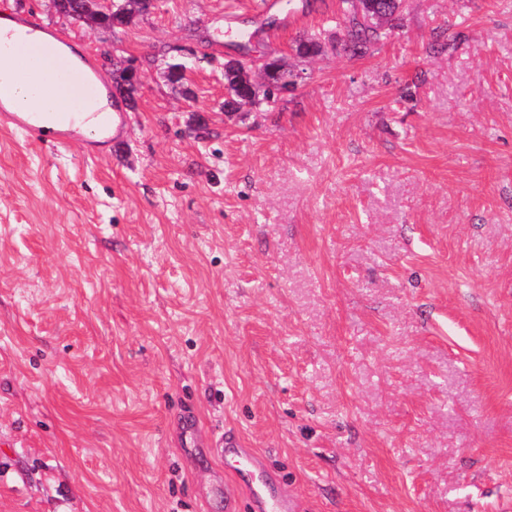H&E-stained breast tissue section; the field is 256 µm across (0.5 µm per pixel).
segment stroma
Instances as JSON below:
<instances>
[{
  "label": "stroma",
  "mask_w": 512,
  "mask_h": 512,
  "mask_svg": "<svg viewBox=\"0 0 512 512\" xmlns=\"http://www.w3.org/2000/svg\"><path fill=\"white\" fill-rule=\"evenodd\" d=\"M337 4L0 0L142 79L96 157L0 127V512H224L184 406L299 512H512V0H405L354 54ZM265 56L295 90L225 111ZM83 4V17L89 23L95 24L97 27H108V20L112 18V25L118 26L119 22L116 15L121 14L115 9V1L112 0H79ZM63 7L69 14V18L79 22H85L82 15L78 12V4L76 0H64Z\"/></svg>",
  "instance_id": "35a3bbf8"
}]
</instances>
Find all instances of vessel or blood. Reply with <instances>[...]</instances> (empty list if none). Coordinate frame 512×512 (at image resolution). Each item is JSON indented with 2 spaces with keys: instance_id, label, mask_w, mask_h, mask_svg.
<instances>
[{
  "instance_id": "1",
  "label": "vessel or blood",
  "mask_w": 512,
  "mask_h": 512,
  "mask_svg": "<svg viewBox=\"0 0 512 512\" xmlns=\"http://www.w3.org/2000/svg\"><path fill=\"white\" fill-rule=\"evenodd\" d=\"M17 24L24 26L43 57L53 61L57 70L65 75L70 94L90 98L96 95L102 82L101 75L91 61L75 64L68 57L66 40L56 31L34 21L28 14L15 15ZM10 87L0 84V124H6L24 133L27 140L51 144L57 148H70L80 140V131L87 123H95L101 137L99 146H106L123 137L127 131V110L121 96H113L111 112H64L45 118L43 113L18 112L9 104ZM99 146L85 147L86 156L93 157ZM211 453L220 458H231L240 470L246 471L248 484L228 485L224 488L226 512H240L242 503H249L250 512H298L294 499L267 470L265 462L255 449L244 447L235 435L220 438Z\"/></svg>"
}]
</instances>
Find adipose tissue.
Returning <instances> with one entry per match:
<instances>
[{
    "label": "adipose tissue",
    "mask_w": 512,
    "mask_h": 512,
    "mask_svg": "<svg viewBox=\"0 0 512 512\" xmlns=\"http://www.w3.org/2000/svg\"><path fill=\"white\" fill-rule=\"evenodd\" d=\"M0 35L10 37L12 57L0 58V69H15L16 75L11 83V96L16 106L39 112H68L72 109L71 98L53 68L39 60L34 45L20 37L17 24L7 18L0 19ZM36 69L41 73L39 81L27 78L28 70Z\"/></svg>",
    "instance_id": "1"
}]
</instances>
